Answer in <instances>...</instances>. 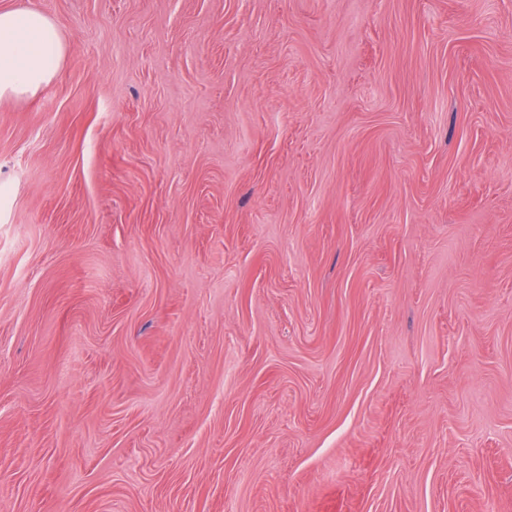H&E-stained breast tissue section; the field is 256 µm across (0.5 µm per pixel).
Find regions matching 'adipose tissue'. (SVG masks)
Listing matches in <instances>:
<instances>
[{"mask_svg":"<svg viewBox=\"0 0 512 512\" xmlns=\"http://www.w3.org/2000/svg\"><path fill=\"white\" fill-rule=\"evenodd\" d=\"M65 51L57 25L34 9H0V103L36 96Z\"/></svg>","mask_w":512,"mask_h":512,"instance_id":"adipose-tissue-1","label":"adipose tissue"}]
</instances>
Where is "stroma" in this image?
<instances>
[{
  "label": "stroma",
  "mask_w": 512,
  "mask_h": 512,
  "mask_svg": "<svg viewBox=\"0 0 512 512\" xmlns=\"http://www.w3.org/2000/svg\"><path fill=\"white\" fill-rule=\"evenodd\" d=\"M0 8V512H512V0ZM65 51L57 25L34 9H0V103L36 96Z\"/></svg>",
  "instance_id": "stroma-1"
}]
</instances>
